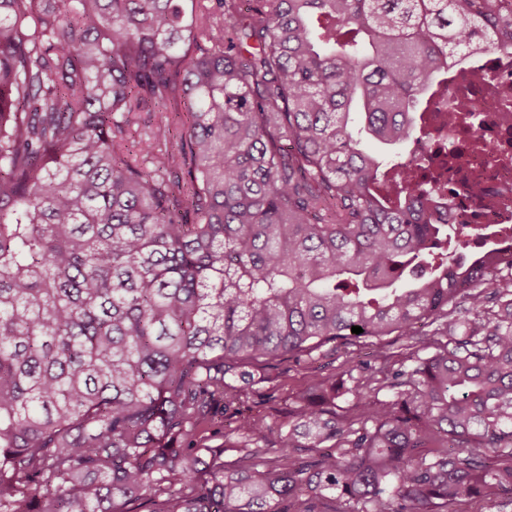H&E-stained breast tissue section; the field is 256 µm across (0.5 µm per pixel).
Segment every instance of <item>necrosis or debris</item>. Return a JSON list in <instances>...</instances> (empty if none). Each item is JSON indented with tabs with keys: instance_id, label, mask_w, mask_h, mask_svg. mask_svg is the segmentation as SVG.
<instances>
[{
	"instance_id": "obj_1",
	"label": "necrosis or debris",
	"mask_w": 512,
	"mask_h": 512,
	"mask_svg": "<svg viewBox=\"0 0 512 512\" xmlns=\"http://www.w3.org/2000/svg\"><path fill=\"white\" fill-rule=\"evenodd\" d=\"M447 79L448 92L436 101L441 112L456 108L463 80L469 84L470 101L492 93L512 106V55L487 52L453 60ZM456 154L466 160L463 169L447 167L431 186L449 202V223L479 247L512 252V109L477 112L470 123L447 126L410 154L409 162L416 167Z\"/></svg>"
}]
</instances>
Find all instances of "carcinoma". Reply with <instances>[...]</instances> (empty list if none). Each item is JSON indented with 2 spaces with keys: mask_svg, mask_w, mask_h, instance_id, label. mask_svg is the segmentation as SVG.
<instances>
[{
  "mask_svg": "<svg viewBox=\"0 0 512 512\" xmlns=\"http://www.w3.org/2000/svg\"><path fill=\"white\" fill-rule=\"evenodd\" d=\"M182 2L0 0V512L512 499V260L457 256L363 145L434 137L448 59L512 53V0ZM348 339L386 383L237 418L272 398L245 365ZM219 416L231 466L193 443Z\"/></svg>",
  "mask_w": 512,
  "mask_h": 512,
  "instance_id": "obj_1",
  "label": "carcinoma"
}]
</instances>
